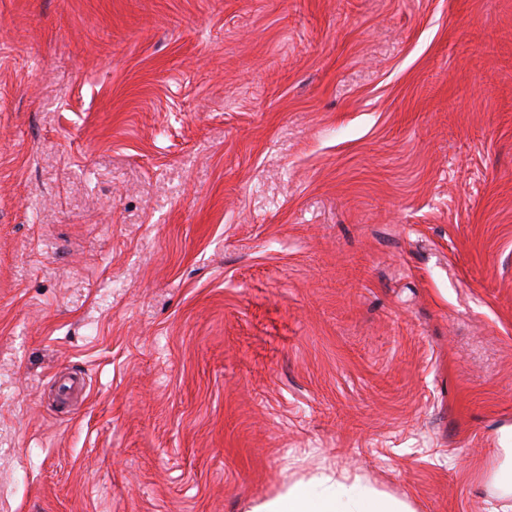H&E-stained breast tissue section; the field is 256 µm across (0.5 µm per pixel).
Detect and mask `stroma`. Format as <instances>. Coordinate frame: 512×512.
Returning <instances> with one entry per match:
<instances>
[{"label": "stroma", "instance_id": "stroma-1", "mask_svg": "<svg viewBox=\"0 0 512 512\" xmlns=\"http://www.w3.org/2000/svg\"><path fill=\"white\" fill-rule=\"evenodd\" d=\"M509 448L512 0H0V512Z\"/></svg>", "mask_w": 512, "mask_h": 512}]
</instances>
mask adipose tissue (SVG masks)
Returning a JSON list of instances; mask_svg holds the SVG:
<instances>
[{
    "label": "adipose tissue",
    "instance_id": "ef3b65f1",
    "mask_svg": "<svg viewBox=\"0 0 512 512\" xmlns=\"http://www.w3.org/2000/svg\"><path fill=\"white\" fill-rule=\"evenodd\" d=\"M248 512H413L409 504L333 470L285 484Z\"/></svg>",
    "mask_w": 512,
    "mask_h": 512
}]
</instances>
